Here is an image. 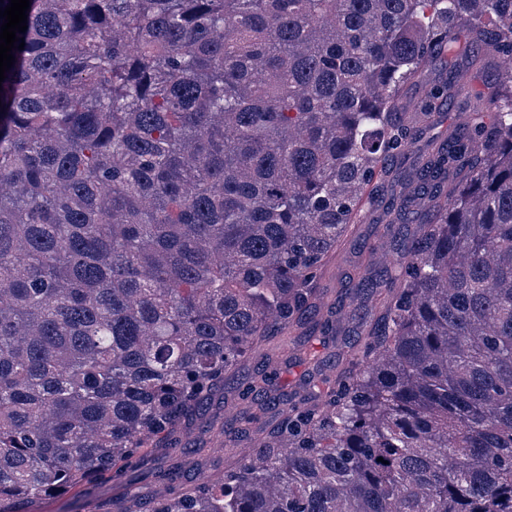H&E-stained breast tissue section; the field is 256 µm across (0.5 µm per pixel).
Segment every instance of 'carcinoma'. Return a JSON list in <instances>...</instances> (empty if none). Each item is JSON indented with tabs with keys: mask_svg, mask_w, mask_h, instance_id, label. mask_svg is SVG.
<instances>
[{
	"mask_svg": "<svg viewBox=\"0 0 512 512\" xmlns=\"http://www.w3.org/2000/svg\"><path fill=\"white\" fill-rule=\"evenodd\" d=\"M468 37L463 68L400 89ZM0 82V512L126 484L273 337L381 162L440 108L409 231L334 384L218 478L112 512H512V0H30ZM498 91L471 95L474 67ZM383 461H378V458ZM469 112L470 111L466 109L463 104L456 103L449 108L445 107L442 111L437 113L434 116L433 121L417 135V141L415 144L416 155L401 166L399 163H397V166L394 165L391 168V170H393L392 175L395 176L401 171H408L409 168H412L413 160L417 155L424 153L427 149H430L431 147L429 145L431 143L438 142L444 139L445 136H448V131L459 126L457 120L458 115L460 113L470 114Z\"/></svg>",
	"mask_w": 512,
	"mask_h": 512,
	"instance_id": "1",
	"label": "carcinoma"
}]
</instances>
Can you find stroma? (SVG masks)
Returning <instances> with one entry per match:
<instances>
[{
    "label": "stroma",
    "mask_w": 512,
    "mask_h": 512,
    "mask_svg": "<svg viewBox=\"0 0 512 512\" xmlns=\"http://www.w3.org/2000/svg\"><path fill=\"white\" fill-rule=\"evenodd\" d=\"M366 220L358 225L353 237L330 259L318 281L322 305H335L338 330L333 336L300 337L284 335L255 352L250 369H266L277 394L291 403L301 402L319 393L324 379L333 377L355 354L370 327L375 313L373 299L361 297L364 277L381 280L379 269H368L370 252L384 254L393 262L400 249L405 230L396 227L385 233L382 225L373 223L372 205H365ZM277 408L255 410L252 420L239 418L237 408L216 404L205 412L178 445L155 452L138 478L144 498H151L159 488L158 474L173 466L191 469L194 462L205 461L204 475L223 473L234 464L235 448L250 447L261 428L274 421Z\"/></svg>",
    "instance_id": "35a3bbf8"
}]
</instances>
